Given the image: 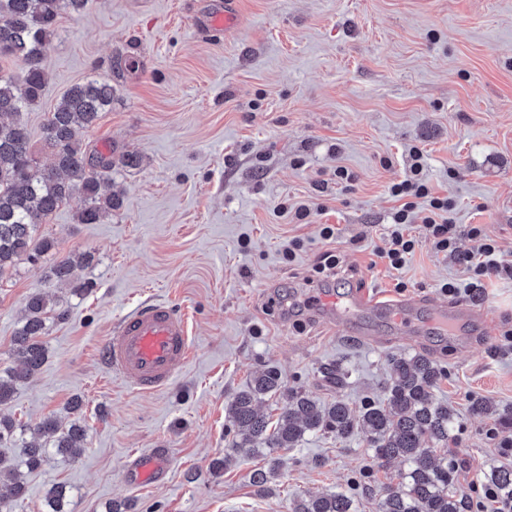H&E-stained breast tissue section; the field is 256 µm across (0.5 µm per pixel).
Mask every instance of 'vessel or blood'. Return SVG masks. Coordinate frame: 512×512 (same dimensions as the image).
<instances>
[{
	"label": "vessel or blood",
	"instance_id": "obj_1",
	"mask_svg": "<svg viewBox=\"0 0 512 512\" xmlns=\"http://www.w3.org/2000/svg\"><path fill=\"white\" fill-rule=\"evenodd\" d=\"M416 300L381 302L366 295H353L328 304L337 321L352 320L367 312L386 315L397 329L412 334L418 329ZM483 313L472 306L435 305L433 325L449 339L463 341L469 326L481 322ZM192 355L185 318L164 303H144L130 311L114 326L106 339L102 359L112 372L141 392L164 389L188 363ZM168 471L166 454L153 450L138 455L126 471L129 486L155 485Z\"/></svg>",
	"mask_w": 512,
	"mask_h": 512
}]
</instances>
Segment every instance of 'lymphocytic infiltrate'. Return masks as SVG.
Listing matches in <instances>:
<instances>
[{
  "label": "lymphocytic infiltrate",
  "instance_id": "1",
  "mask_svg": "<svg viewBox=\"0 0 512 512\" xmlns=\"http://www.w3.org/2000/svg\"><path fill=\"white\" fill-rule=\"evenodd\" d=\"M411 165L406 177L390 187L392 197L402 205L393 212L387 227L388 247L383 257L391 269L405 267L420 243H428L438 253L454 258L468 275L467 282L449 280L440 290L448 296L473 294L482 280L492 277L512 279V263L505 262L496 239L489 236L483 225L470 224L459 227L452 224L447 213L451 201L434 196L425 174L424 154L419 148L410 151ZM420 226V234H413V226ZM474 243L471 251H461L460 237Z\"/></svg>",
  "mask_w": 512,
  "mask_h": 512
}]
</instances>
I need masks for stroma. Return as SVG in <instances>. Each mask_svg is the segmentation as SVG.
Returning a JSON list of instances; mask_svg holds the SVG:
<instances>
[{
  "instance_id": "35a3bbf8",
  "label": "stroma",
  "mask_w": 512,
  "mask_h": 512,
  "mask_svg": "<svg viewBox=\"0 0 512 512\" xmlns=\"http://www.w3.org/2000/svg\"><path fill=\"white\" fill-rule=\"evenodd\" d=\"M224 2L88 0L63 15L47 50L49 82L27 117L31 143L40 147L71 85L111 82L112 106L82 140L111 154L123 204L103 223L80 224L83 201L73 197L40 228L55 243L41 267L23 260L0 279L1 369L13 364L31 293L51 294L67 312L49 323L46 363L0 415L32 425L52 414L86 430L78 459L53 457L27 474L13 512H47L56 484L68 512H109L124 500L131 512H289L294 500L333 493L377 512L379 495L361 479L393 483L402 466L373 469L359 435L340 442L317 432L275 450L282 466L265 491L251 474L268 457L218 476L211 463L236 435L228 402L257 373L276 370L284 390L359 411L383 400L389 359L415 353L444 373L434 395L458 420L449 442L458 492L502 460L488 431L512 415V357L495 353L512 328V280L461 297L486 317L463 344L432 331L368 340L328 324L320 300L418 297L426 318L441 283L465 280L462 266L426 245L400 270L380 256L397 206L389 187L414 147L435 195L452 201L454 223L484 225L512 262V0H235L236 25L216 34L206 21ZM340 166L354 176L349 186L336 182ZM284 203L307 204V221L283 213ZM324 224L333 238H321ZM294 240L290 264L282 252ZM328 252L338 273L321 279L314 268ZM79 253L92 257L75 271L90 289L74 296L46 268ZM152 301L187 317L193 354L170 385L143 393L105 368L101 350L125 314ZM335 364L344 386L323 376ZM475 398L496 413L472 416ZM154 448L167 454L164 482L129 487L128 458Z\"/></svg>"
}]
</instances>
